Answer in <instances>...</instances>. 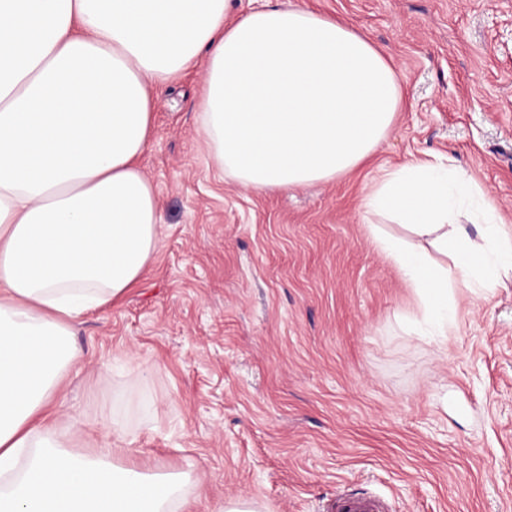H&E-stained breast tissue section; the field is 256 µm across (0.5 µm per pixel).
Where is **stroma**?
Listing matches in <instances>:
<instances>
[{
	"mask_svg": "<svg viewBox=\"0 0 512 512\" xmlns=\"http://www.w3.org/2000/svg\"><path fill=\"white\" fill-rule=\"evenodd\" d=\"M346 20L403 93L374 156L330 182L261 193L214 171L205 68L156 93L142 160L158 253L122 302L85 315L59 408L117 458L188 475L198 512H512V283L458 292L447 342L408 335L414 293L366 231L379 169L462 166L512 216V0H297ZM336 512H386L382 502L371 496L344 495L336 502Z\"/></svg>",
	"mask_w": 512,
	"mask_h": 512,
	"instance_id": "obj_1",
	"label": "stroma"
}]
</instances>
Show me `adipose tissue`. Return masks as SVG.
I'll return each mask as SVG.
<instances>
[{"label": "adipose tissue", "instance_id": "adipose-tissue-1", "mask_svg": "<svg viewBox=\"0 0 512 512\" xmlns=\"http://www.w3.org/2000/svg\"><path fill=\"white\" fill-rule=\"evenodd\" d=\"M230 12L231 0H0V512H193L179 475L59 436L75 324L122 299L158 250V188L140 166L154 92L204 60L209 155L261 192L353 171L401 109L395 69L348 25L292 0ZM364 207L418 301L412 335L447 340L457 287L477 302L512 275V235L464 169L383 170ZM381 218L425 246L384 235Z\"/></svg>", "mask_w": 512, "mask_h": 512}]
</instances>
